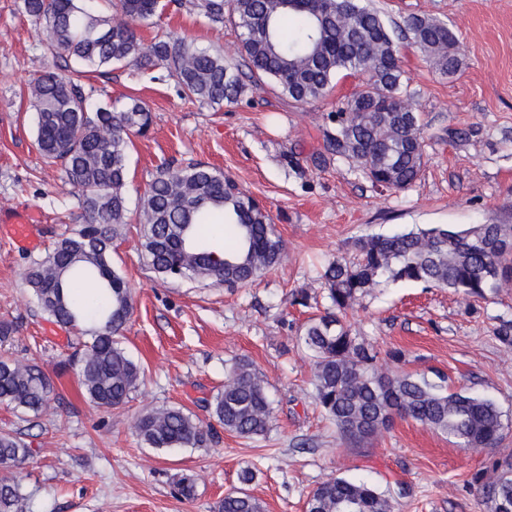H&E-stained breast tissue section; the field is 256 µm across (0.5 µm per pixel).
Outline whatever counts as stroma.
<instances>
[{"instance_id":"obj_1","label":"stroma","mask_w":512,"mask_h":512,"mask_svg":"<svg viewBox=\"0 0 512 512\" xmlns=\"http://www.w3.org/2000/svg\"><path fill=\"white\" fill-rule=\"evenodd\" d=\"M388 22L428 16L453 27L464 58L445 77L420 53L402 46L409 90L427 123L425 166L409 189H377L347 161L320 164L327 115L357 88L339 79L328 97L299 103L273 83L242 102L212 109L180 99L174 78L151 80L136 67L89 75L114 105L139 97L152 113L150 130L130 148L127 207L138 215L157 168L193 160L231 174L271 212L286 245L281 264L255 284L160 278L140 250V226L121 228L112 266L129 282L134 313L121 345L143 375L128 401L105 409L80 391L67 368L81 336L52 323L23 283L31 260L77 229V200L60 170L35 146L33 114L22 91L41 70L65 62L41 45L37 25L0 0V211L36 217L35 249L0 235V321L16 330L0 342V359L34 364L51 379L46 409L32 415L0 404V432L20 437L29 457L17 473L24 512H211L249 469L248 491L265 512H307L312 492L332 477L367 482L384 492L390 512H492L470 488L487 452L461 448L448 435L409 419L394 422L369 443L351 446L315 402L314 358L301 342L304 325L328 306L320 279L333 259H352L361 237L436 224H512V0H368ZM171 29L194 46L240 63L237 31L216 29L189 8H168L141 28ZM304 290L306 305L292 301ZM353 336L378 353V371L402 372L493 402L509 423L498 454L512 453V346L499 331L512 326V287L489 300L466 302L441 288L389 283L347 314ZM404 353L391 360V350ZM251 361L267 383L273 420L246 439L217 430L205 448L146 447L136 418L174 406L209 421L208 405L228 367ZM184 474L195 495H178Z\"/></svg>"}]
</instances>
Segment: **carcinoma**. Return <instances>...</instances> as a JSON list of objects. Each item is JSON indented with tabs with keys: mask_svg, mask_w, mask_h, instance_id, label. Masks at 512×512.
I'll use <instances>...</instances> for the list:
<instances>
[{
	"mask_svg": "<svg viewBox=\"0 0 512 512\" xmlns=\"http://www.w3.org/2000/svg\"><path fill=\"white\" fill-rule=\"evenodd\" d=\"M213 27L232 24L247 71L224 54L198 48L175 33L155 35L149 44L138 25L161 8L160 0H112L113 12L94 14L82 0H19V10L42 31L45 46L74 66L43 71L27 88L34 111L36 146L57 166L77 195L83 223L59 239L25 272V282L53 322L90 337L78 360L83 394L97 406L125 403L137 388L141 366L118 337L133 312L125 277L112 268V241L129 223L125 188L131 136L152 124L150 110L132 98L117 108L89 104L81 82L84 69L134 65L162 67L175 77L180 95L202 106L243 100L267 81L296 102L326 98L341 75L360 78L356 90L328 115L327 157L353 163L373 185L390 192L411 187L424 168L426 124L415 111L401 60V43L425 62L452 76L462 66L459 39L445 22L413 15L391 26L363 0H190ZM141 248L163 278L182 274L228 288L253 284L278 265L285 244L270 210L233 177L199 163L159 168L139 213ZM211 224L231 226L233 245L212 248ZM357 261L334 260L322 279L331 306L310 319L301 340L315 358L318 405L341 439L360 445L396 417L411 419L457 440L463 448L492 451L505 424L491 402L449 392L407 374L377 375V352L356 342L347 310L386 282L408 281L447 288L463 300L488 299L512 284V225L474 224L419 228L392 236L360 238ZM89 288L95 303L76 297ZM53 391L38 367L0 359V402L35 415ZM209 412L225 431L242 438L264 435L273 408L253 364L239 360ZM138 439L150 448H202L211 428L181 408L162 407L141 416ZM23 441L0 433V512H22L25 494L13 471L28 457ZM494 478H487V472ZM470 487L493 502L512 505V457L490 456L489 470L471 476ZM214 512H263L243 488L230 491ZM307 512H389V503L364 482L331 478L312 493Z\"/></svg>",
	"mask_w": 512,
	"mask_h": 512,
	"instance_id": "obj_1",
	"label": "carcinoma"
}]
</instances>
